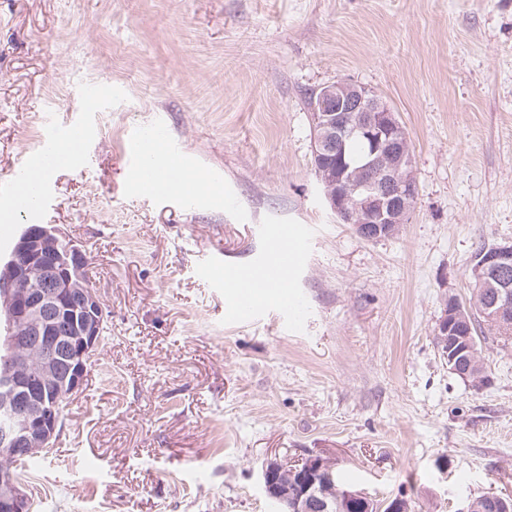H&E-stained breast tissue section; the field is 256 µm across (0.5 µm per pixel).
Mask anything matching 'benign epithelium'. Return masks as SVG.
Masks as SVG:
<instances>
[{
    "mask_svg": "<svg viewBox=\"0 0 512 512\" xmlns=\"http://www.w3.org/2000/svg\"><path fill=\"white\" fill-rule=\"evenodd\" d=\"M313 154L316 165L336 170V193L324 201L341 224L350 223L351 209L364 214L353 225L366 241L391 237L406 223L409 204L418 186L406 178L411 153L398 133L393 110L372 90L350 81L319 88L313 97ZM350 112L360 113L352 122ZM365 145L362 168L369 178L349 174L352 161L347 142ZM91 260L86 250L54 224H28L16 238L6 261H0V318L7 325L9 358L0 365V412L11 425L0 430V447L21 457L47 452L61 430V405L74 399L85 384L88 365L100 343L105 319L103 305L89 283ZM473 287L484 292V316L501 330L512 328V243L486 249L471 268ZM457 319L443 314L438 333L454 341L451 371L481 390L489 384L479 368L477 340L456 328ZM284 466L270 462L262 479L279 512H348L354 501L365 512L380 506L359 491H346L343 502L329 504L320 497L322 464L308 460L298 470L293 489L278 485ZM30 496L8 469L0 470V512H29Z\"/></svg>",
    "mask_w": 512,
    "mask_h": 512,
    "instance_id": "benign-epithelium-1",
    "label": "benign epithelium"
}]
</instances>
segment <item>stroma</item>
Returning <instances> with one entry per match:
<instances>
[{
  "mask_svg": "<svg viewBox=\"0 0 512 512\" xmlns=\"http://www.w3.org/2000/svg\"><path fill=\"white\" fill-rule=\"evenodd\" d=\"M375 91L412 145L418 196L366 241L326 208L309 98ZM92 136L50 178L55 224L93 262L105 332L48 453L34 512H272L267 462L328 461L411 512L512 494V342L479 340L474 391L434 338L479 246L512 242V0H0V182L54 128ZM166 130L202 193L138 191L134 134ZM307 231L269 299L226 318L225 266Z\"/></svg>",
  "mask_w": 512,
  "mask_h": 512,
  "instance_id": "obj_1",
  "label": "stroma"
}]
</instances>
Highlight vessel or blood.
<instances>
[{"mask_svg":"<svg viewBox=\"0 0 512 512\" xmlns=\"http://www.w3.org/2000/svg\"><path fill=\"white\" fill-rule=\"evenodd\" d=\"M88 134L79 124L62 127L57 135L45 141L41 148L30 154L7 186L0 201L16 213H30L40 207L46 199L47 177L50 172L66 168L68 161L63 153L65 144H81ZM153 152L151 137L140 134L132 142L131 162L136 180L153 181L157 171L149 164ZM274 243L280 244V251L262 268L261 278L255 279L238 269L224 270L223 285L228 290L227 316L245 317L250 315L261 301L263 290L273 288L294 267L308 247L304 235L274 234Z\"/></svg>","mask_w":512,"mask_h":512,"instance_id":"obj_1","label":"vessel or blood"}]
</instances>
